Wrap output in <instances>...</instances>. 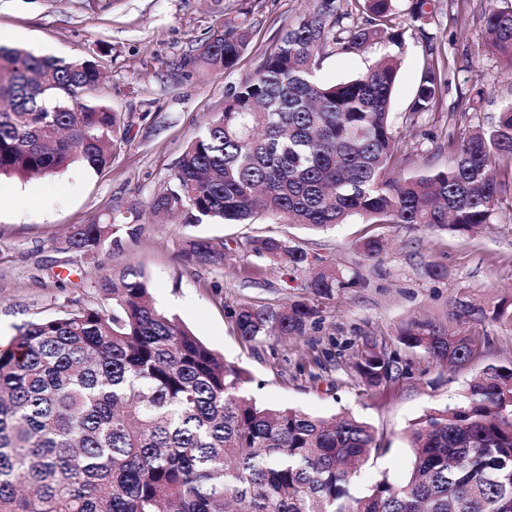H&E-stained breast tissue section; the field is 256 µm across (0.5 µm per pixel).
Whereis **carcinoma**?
<instances>
[{
	"instance_id": "1",
	"label": "carcinoma",
	"mask_w": 512,
	"mask_h": 512,
	"mask_svg": "<svg viewBox=\"0 0 512 512\" xmlns=\"http://www.w3.org/2000/svg\"><path fill=\"white\" fill-rule=\"evenodd\" d=\"M255 76L183 149L174 176L150 200L156 214L188 224H277L324 231L353 219L411 224L450 236L492 223L512 171V100L487 127L448 143L441 166L404 177L415 156L390 112L400 61L391 55L354 79L315 76L333 48L361 52L375 40L401 45L395 0H355L365 25L344 20L341 0H311ZM489 48L512 69V8L484 17ZM249 46L239 24L211 36L196 60L234 68ZM100 86L98 62L65 61L0 46V177L53 175L74 163L100 171L120 141L122 118L104 105L69 106ZM442 86L423 65L405 124L432 111ZM120 217L74 227L67 248L93 254L116 245ZM254 253L293 270L307 252L274 236L251 238ZM356 250L379 257L384 240ZM186 255L211 260L223 248L192 240ZM348 285L334 264L317 269L308 295L282 305H244L233 331L247 343L304 336L319 305ZM102 303L17 327L0 350V512H512V363L488 364L466 380L459 402L431 408L408 431V478L383 474L349 493L372 458L387 452L375 428L352 415L325 418L262 405L244 368L224 360L155 306L148 280L124 270L102 281ZM455 320L512 325V300L478 306L463 294ZM408 349L456 369L483 358L488 341L412 314L396 328ZM362 384L383 391L402 374L377 342L357 345Z\"/></svg>"
}]
</instances>
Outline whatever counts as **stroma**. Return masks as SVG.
I'll return each mask as SVG.
<instances>
[{"label":"stroma","mask_w":512,"mask_h":512,"mask_svg":"<svg viewBox=\"0 0 512 512\" xmlns=\"http://www.w3.org/2000/svg\"><path fill=\"white\" fill-rule=\"evenodd\" d=\"M310 7L308 0H0V45L23 47L67 61L97 56L103 71L98 91L82 103L105 104L122 114L127 141L101 171L75 164L50 176L0 179V193L15 199L0 207V347L23 323L53 318L76 305L100 302L104 276L134 269L144 273L157 307L190 328L211 349L250 374L248 392L258 401L293 406L315 415L352 413L371 423L387 452L367 464L359 494L381 475L405 480L412 450L406 431L428 409L456 404L461 386L478 370L438 368L424 353L396 340L399 323L426 312L447 319L460 294L476 302L512 295V192L492 224L479 235L431 234L409 224H379L388 242L380 259L361 263L353 244L359 222L310 232L269 219L254 224H187L154 218L148 203L172 179L176 162L204 124L224 108L231 87L254 76L285 27ZM487 0H429L420 21L398 8L393 23L403 33L401 69L392 110L408 112L423 63H438L441 104L399 132L418 150L405 168L447 160L449 140L488 123L512 99V72L484 40ZM252 27L250 44L232 70L211 72L195 60L198 47L228 24ZM336 51L320 62L321 82L338 83L363 73L385 53ZM484 99L473 102L476 90ZM125 217L119 247L93 255L66 249L74 226ZM256 235L301 246L312 267L345 270L349 283L323 301L317 324L300 338H272L250 345L232 330L245 304L276 307L305 296L310 269L293 270L252 252ZM223 243L220 260H189L190 241ZM445 267L430 278L428 263ZM372 336L397 353L405 375L384 392L365 390L351 367L352 352Z\"/></svg>","instance_id":"1"}]
</instances>
